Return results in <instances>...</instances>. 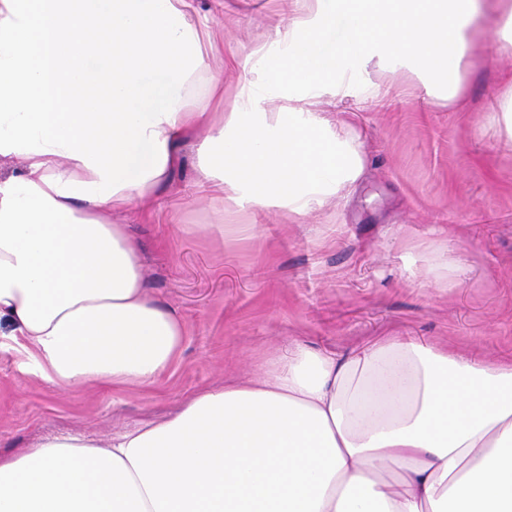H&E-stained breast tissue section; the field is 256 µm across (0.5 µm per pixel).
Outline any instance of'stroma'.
<instances>
[{
    "label": "stroma",
    "instance_id": "35a3bbf8",
    "mask_svg": "<svg viewBox=\"0 0 512 512\" xmlns=\"http://www.w3.org/2000/svg\"><path fill=\"white\" fill-rule=\"evenodd\" d=\"M195 6L224 45L209 63L223 72L233 111L243 62L271 41L279 4ZM507 76L512 57H493L469 78V108L451 112L408 74L370 66L366 93L322 106L361 133L364 174L348 198L294 220L202 192L190 140L154 198V219L134 208L115 217L140 247L150 297L185 324L180 355L150 388L64 390L26 373L12 341L0 339V455L56 434L108 444L199 390L252 377L265 355L294 342L347 352L413 336L477 358L512 356V142L486 120ZM185 224L198 232L184 235ZM408 240L449 246L457 285L427 284Z\"/></svg>",
    "mask_w": 512,
    "mask_h": 512
}]
</instances>
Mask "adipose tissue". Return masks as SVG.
<instances>
[{
	"label": "adipose tissue",
	"instance_id": "adipose-tissue-1",
	"mask_svg": "<svg viewBox=\"0 0 512 512\" xmlns=\"http://www.w3.org/2000/svg\"><path fill=\"white\" fill-rule=\"evenodd\" d=\"M287 22L248 57L235 111L202 63L159 124L160 174L107 201L44 179L98 181L83 162L21 154L0 175V322L30 373L59 387L151 385L185 325L148 296L144 264L112 215L153 199L189 133L216 198L304 215L350 189L364 142L319 110L370 64L423 80L464 110L479 45L512 56V0H287ZM278 111H268V104ZM0 512H512V359H474L384 336L346 353L295 343L253 377L189 398L169 419L45 439L0 457Z\"/></svg>",
	"mask_w": 512,
	"mask_h": 512
}]
</instances>
